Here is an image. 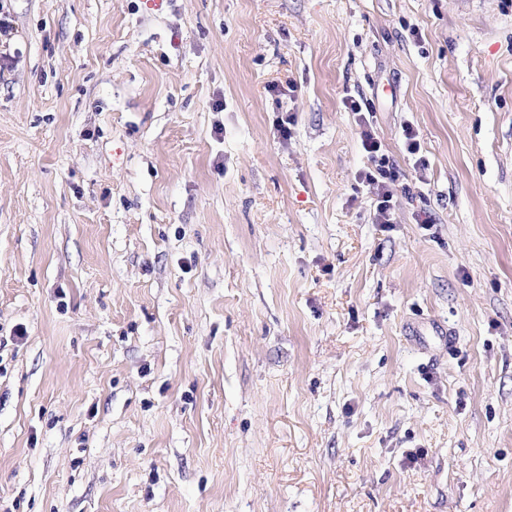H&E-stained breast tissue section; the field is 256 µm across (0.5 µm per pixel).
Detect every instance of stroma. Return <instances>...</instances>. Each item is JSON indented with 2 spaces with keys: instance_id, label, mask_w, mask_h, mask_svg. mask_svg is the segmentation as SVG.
Instances as JSON below:
<instances>
[{
  "instance_id": "stroma-1",
  "label": "stroma",
  "mask_w": 512,
  "mask_h": 512,
  "mask_svg": "<svg viewBox=\"0 0 512 512\" xmlns=\"http://www.w3.org/2000/svg\"><path fill=\"white\" fill-rule=\"evenodd\" d=\"M0 14V512H512V0ZM362 131H361V144L363 150L367 153L369 159L375 164V172L379 178L371 172L365 173V178L369 181L376 189L377 195V207H376V223L389 224L391 221V201L393 193L390 187L389 181H394L395 174L390 171L389 167L386 169V159L379 152L381 149V143L376 137V134L369 124L365 120L361 119ZM388 180V181H386Z\"/></svg>"
}]
</instances>
